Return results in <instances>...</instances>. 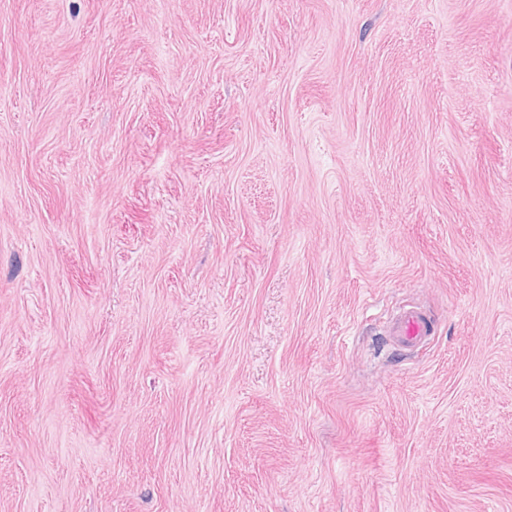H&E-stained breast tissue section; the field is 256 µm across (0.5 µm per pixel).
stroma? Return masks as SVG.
<instances>
[{"mask_svg": "<svg viewBox=\"0 0 512 512\" xmlns=\"http://www.w3.org/2000/svg\"><path fill=\"white\" fill-rule=\"evenodd\" d=\"M0 512H512V0H0ZM433 324L430 316L418 307L403 309L390 322L389 335L394 336L403 347H413L430 336Z\"/></svg>", "mask_w": 512, "mask_h": 512, "instance_id": "stroma-1", "label": "stroma"}]
</instances>
